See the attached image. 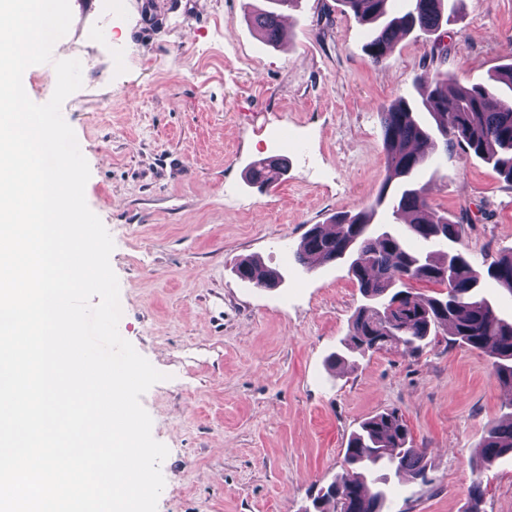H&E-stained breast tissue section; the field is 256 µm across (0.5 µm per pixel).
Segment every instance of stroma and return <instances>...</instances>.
<instances>
[{"instance_id": "obj_1", "label": "stroma", "mask_w": 512, "mask_h": 512, "mask_svg": "<svg viewBox=\"0 0 512 512\" xmlns=\"http://www.w3.org/2000/svg\"><path fill=\"white\" fill-rule=\"evenodd\" d=\"M265 0H70L53 49L82 64L62 105L88 162V207L109 232L118 331L165 378L141 397L167 446L157 512H302L341 479L350 435L397 410L427 451L429 483L391 475L389 512H512V457L478 469L486 429L512 412L488 354L447 330L418 356L341 351L364 302L343 263L303 269L306 231L369 206L385 179L380 111L420 99L435 72L489 83L512 63V0H455L457 21L401 37L372 64L342 0L285 10L283 46L247 20ZM445 56H432L434 43ZM286 132L282 148L278 132ZM283 158L273 186L247 180ZM432 208L467 212L460 248L484 271L512 248V183L475 155L435 149ZM284 280L257 288L237 263Z\"/></svg>"}]
</instances>
